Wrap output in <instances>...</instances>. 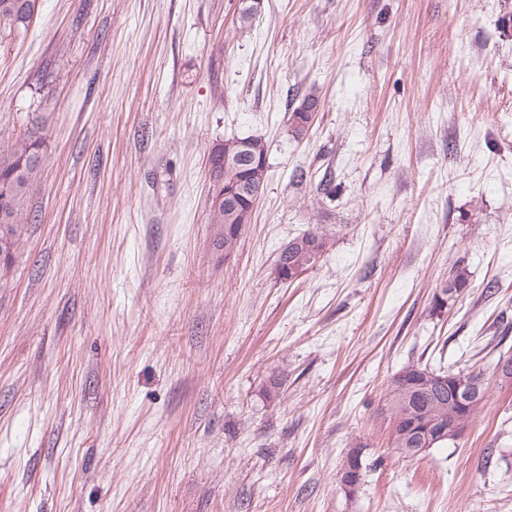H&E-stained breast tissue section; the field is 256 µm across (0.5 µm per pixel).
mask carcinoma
Masks as SVG:
<instances>
[{"instance_id":"obj_1","label":"carcinoma","mask_w":512,"mask_h":512,"mask_svg":"<svg viewBox=\"0 0 512 512\" xmlns=\"http://www.w3.org/2000/svg\"><path fill=\"white\" fill-rule=\"evenodd\" d=\"M37 0H0V28L20 33L27 30L34 15ZM41 166V157L36 142L25 137L16 140L10 148L0 152V183L14 187L5 200L0 199V241L5 240L16 248L21 243L26 226L33 216L28 210L31 183ZM213 188L211 198L224 192V183L231 181L238 173L214 159L211 163ZM208 223L214 225L213 246L216 252H223L229 243L230 228L226 222L224 206H209ZM295 246L279 254L277 270L279 275L293 276V271L307 270L321 257L327 246L324 234L313 231L293 238ZM467 287V276L462 270L453 275L452 281L442 285L433 296V309L441 310L448 302V293H459ZM465 376L478 383L480 399L471 408L457 410L465 420H473L484 408L489 391L488 379L482 369L471 366L468 370H431L419 364H409L395 375L386 395V407L390 424V443L393 448H418L421 437L430 420H440L445 434L434 444L444 448L459 438V434L448 431V404L456 390V378Z\"/></svg>"}]
</instances>
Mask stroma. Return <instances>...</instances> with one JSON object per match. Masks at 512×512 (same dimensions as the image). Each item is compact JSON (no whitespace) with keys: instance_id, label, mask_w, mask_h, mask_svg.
I'll use <instances>...</instances> for the list:
<instances>
[{"instance_id":"obj_1","label":"stroma","mask_w":512,"mask_h":512,"mask_svg":"<svg viewBox=\"0 0 512 512\" xmlns=\"http://www.w3.org/2000/svg\"><path fill=\"white\" fill-rule=\"evenodd\" d=\"M237 6L37 0L0 30V149L42 157L0 260V512H512V0ZM247 136L266 182L224 260L208 154ZM413 363L490 387L407 459L381 409ZM295 242V246L287 252H280L277 259V270L279 276H288V280L295 279L303 271L307 270L310 266H313L322 253L325 251L327 246V239L324 234L313 231L303 233L293 238L288 245ZM295 269H300V273L291 278ZM452 278V281L446 282V284L440 286L439 289H436L433 296L434 310H442L447 305L448 292L458 294L467 287V276L464 271L457 270Z\"/></svg>"}]
</instances>
